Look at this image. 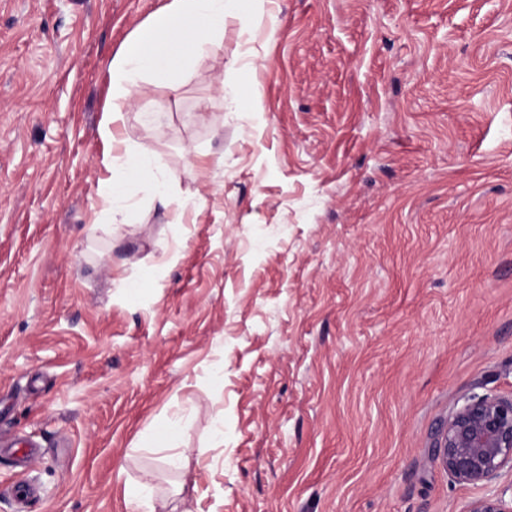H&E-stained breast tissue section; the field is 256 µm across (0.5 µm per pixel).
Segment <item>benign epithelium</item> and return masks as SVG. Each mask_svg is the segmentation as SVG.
I'll return each mask as SVG.
<instances>
[{
  "mask_svg": "<svg viewBox=\"0 0 512 512\" xmlns=\"http://www.w3.org/2000/svg\"><path fill=\"white\" fill-rule=\"evenodd\" d=\"M433 460L460 484L487 485L512 471V397L470 394L459 399L435 434ZM468 512H512L504 494H488Z\"/></svg>",
  "mask_w": 512,
  "mask_h": 512,
  "instance_id": "1",
  "label": "benign epithelium"
}]
</instances>
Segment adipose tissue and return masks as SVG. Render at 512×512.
Listing matches in <instances>:
<instances>
[{"label": "adipose tissue", "mask_w": 512, "mask_h": 512, "mask_svg": "<svg viewBox=\"0 0 512 512\" xmlns=\"http://www.w3.org/2000/svg\"><path fill=\"white\" fill-rule=\"evenodd\" d=\"M263 3L264 0H169L113 56L112 80L119 101L104 110L99 126L105 145L101 165L106 172L101 194L107 205L122 202L123 221L133 218L125 205L131 185H139L165 208L171 204V195L159 157L119 139L118 133L126 124L122 100L138 95L147 76L174 79L196 56L223 51L225 18L260 12ZM117 147L122 150L118 157L112 154Z\"/></svg>", "instance_id": "1"}]
</instances>
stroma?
<instances>
[{"instance_id":"35a3bbf8","label":"stroma","mask_w":512,"mask_h":512,"mask_svg":"<svg viewBox=\"0 0 512 512\" xmlns=\"http://www.w3.org/2000/svg\"><path fill=\"white\" fill-rule=\"evenodd\" d=\"M168 0H0V512H467L435 431L512 393V0H268L123 132L176 181L102 213L113 55ZM238 87L258 109L239 111ZM147 275L138 291L121 280ZM179 419L177 454L151 427Z\"/></svg>"}]
</instances>
